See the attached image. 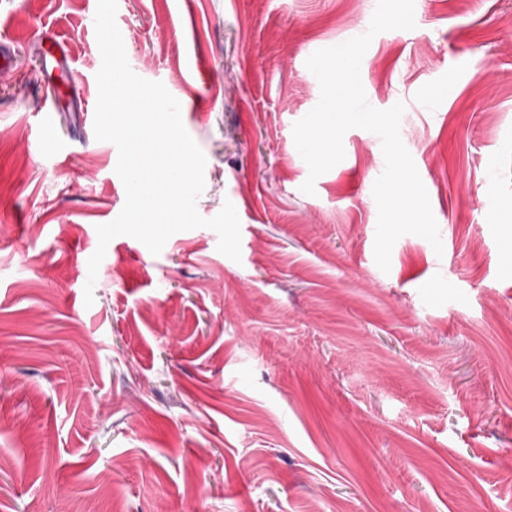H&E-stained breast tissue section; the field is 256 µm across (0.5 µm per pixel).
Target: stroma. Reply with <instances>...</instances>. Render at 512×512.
<instances>
[{"label":"stroma","mask_w":512,"mask_h":512,"mask_svg":"<svg viewBox=\"0 0 512 512\" xmlns=\"http://www.w3.org/2000/svg\"><path fill=\"white\" fill-rule=\"evenodd\" d=\"M377 0H118L129 64L206 107L201 216L232 202L241 259L201 227L160 254L96 228L126 200L93 131L97 0H0V512H512V0H415L363 57L443 245L374 260L379 137L302 192L292 129L315 51ZM69 47L57 111L34 35ZM456 83H449V74ZM52 123H44L47 112Z\"/></svg>","instance_id":"35a3bbf8"}]
</instances>
